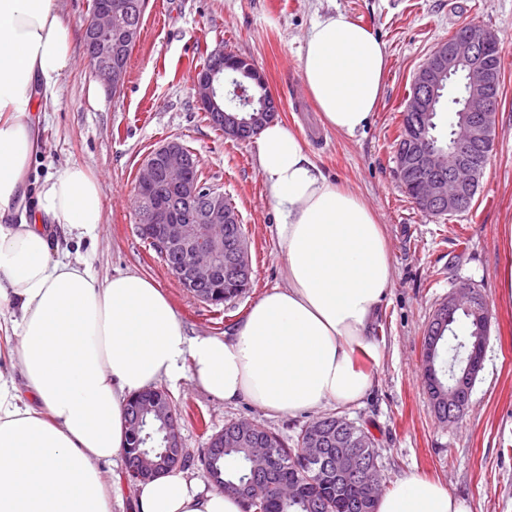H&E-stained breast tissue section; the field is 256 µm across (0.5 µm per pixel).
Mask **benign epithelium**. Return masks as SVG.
I'll return each mask as SVG.
<instances>
[{"instance_id": "obj_1", "label": "benign epithelium", "mask_w": 512, "mask_h": 512, "mask_svg": "<svg viewBox=\"0 0 512 512\" xmlns=\"http://www.w3.org/2000/svg\"><path fill=\"white\" fill-rule=\"evenodd\" d=\"M85 30L86 58L92 73L110 90H119L124 85L127 67L117 59L118 53L135 44L139 36V26L132 13L112 7L111 0H96ZM493 42L492 32L484 25L464 23L451 38L434 48L413 76L403 111L415 115V136L421 146L413 153L396 150L395 163L400 175L413 172L420 176L421 188L414 203L423 212L459 213L479 187L493 150L497 127L501 73L489 58ZM225 57L221 46L210 51L208 67L196 73L195 98L210 123L223 128L224 137L235 139L246 130L253 133L273 122L279 116L280 107L271 97L246 118L241 116L238 107L224 106L225 66L258 82L263 80L249 59L239 57L227 62ZM455 80L463 85L462 97L455 107L459 118L453 124L448 149L443 150L427 138V119L435 110L436 88ZM191 168L189 148L176 138L166 141L145 159L134 185V200L148 205L144 227L161 258L165 260L174 254L178 257L167 265L170 274L186 292L212 305L217 299L205 291V285L214 284L225 275L235 279L247 274L251 270V256L248 244L224 238V225L237 222L224 192L191 176ZM459 309L475 316L478 325L475 345L486 344L491 308L477 295L473 284L457 283L439 306L441 312ZM436 343L435 336L425 338L424 368L435 390L439 389V383L433 374L431 359ZM482 368L480 360L470 357L465 371L448 386V394L443 396L448 402L446 422L458 421L466 411L464 393L472 388ZM150 417L168 424L175 418L171 403L142 398L141 406L127 417L129 434L141 439ZM247 452L254 467L262 472L271 468L273 449L257 442ZM184 454L181 435L174 428L167 434L166 447L157 451L143 449L137 452L133 462H125L126 473L135 482L155 478L172 463H181ZM328 454V440L318 429L303 447L296 449L292 460L303 466L306 478L315 480ZM336 472L361 475L358 489L368 500L381 492V470L374 462L358 468L353 456L341 450L336 452Z\"/></svg>"}]
</instances>
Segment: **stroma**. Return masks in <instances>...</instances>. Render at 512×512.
<instances>
[{
    "label": "stroma",
    "instance_id": "1",
    "mask_svg": "<svg viewBox=\"0 0 512 512\" xmlns=\"http://www.w3.org/2000/svg\"><path fill=\"white\" fill-rule=\"evenodd\" d=\"M76 39L73 62L46 112L31 172L58 164L87 166L103 188L104 222L86 254L99 277L138 272L168 296L188 335L230 334L267 291L284 286L285 254L259 174L254 141L224 138L196 104L193 76L216 46L251 59L281 104L280 120L334 181L350 186L378 215L388 241L392 284L372 327L378 356L357 353L372 385L361 405L327 406L294 418H269L249 403L225 405L195 386L160 381L173 406L187 410L181 436L185 464L206 480L202 450L225 424L248 420L296 439L313 420L346 416L373 435L384 488L404 476L439 482L471 512H512V300L499 288L512 254L503 247L512 225V0H146L140 35L123 88L110 92L90 71L81 35L92 0H59ZM341 10L384 42L382 98L355 136L326 129L305 89L304 36L319 16ZM474 21L501 41L502 94L494 151L469 213L432 217L401 190L394 140L415 72L436 45ZM192 149L210 183L236 207L249 240L252 286L214 307L187 293L137 232L133 190L145 157L169 139ZM461 281L489 301L492 320L484 366L463 418L440 422L422 378L425 331L434 311Z\"/></svg>",
    "mask_w": 512,
    "mask_h": 512
}]
</instances>
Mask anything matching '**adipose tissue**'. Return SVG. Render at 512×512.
<instances>
[{
  "label": "adipose tissue",
  "instance_id": "obj_1",
  "mask_svg": "<svg viewBox=\"0 0 512 512\" xmlns=\"http://www.w3.org/2000/svg\"><path fill=\"white\" fill-rule=\"evenodd\" d=\"M73 32L58 0H0V305L16 310L18 340L0 361V512H112L123 462L125 404L160 380L191 377L211 397L248 402L267 417L358 404L371 385L353 364L375 353L370 326L391 286L374 210L329 179L278 122L256 140L286 287L257 300L230 336L187 337L156 283L127 272L99 278L92 264L54 245L58 227L78 236L103 222L102 186L82 164L27 175L58 93ZM386 49L349 14L318 17L305 37V86L326 125L356 135L382 96ZM134 512H246L244 501L173 468L134 486ZM376 512H471L441 485L406 476Z\"/></svg>",
  "mask_w": 512,
  "mask_h": 512
}]
</instances>
